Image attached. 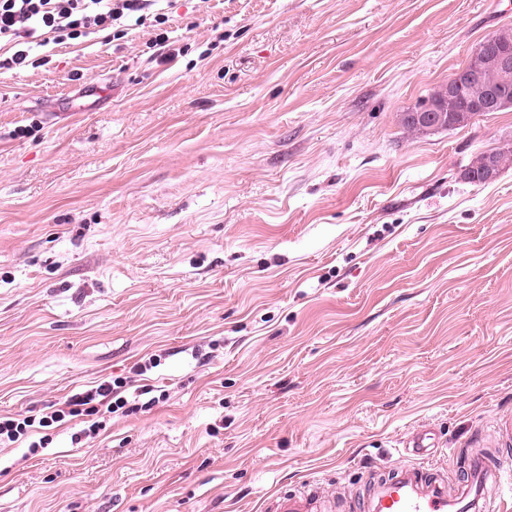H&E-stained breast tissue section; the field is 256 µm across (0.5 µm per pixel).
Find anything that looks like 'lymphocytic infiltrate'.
<instances>
[{
	"label": "lymphocytic infiltrate",
	"mask_w": 512,
	"mask_h": 512,
	"mask_svg": "<svg viewBox=\"0 0 512 512\" xmlns=\"http://www.w3.org/2000/svg\"><path fill=\"white\" fill-rule=\"evenodd\" d=\"M165 0H0V42L10 45L9 55L0 58V71H20L47 65L44 49L84 40L101 31L122 35L125 28L146 21L165 24ZM127 385L118 377L96 388L69 397L61 407L35 418H0V445L28 440L30 453L47 445L48 436H36V429L72 420L83 422L80 434L97 437L103 430V415L124 411Z\"/></svg>",
	"instance_id": "f902f5d3"
}]
</instances>
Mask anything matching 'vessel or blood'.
I'll use <instances>...</instances> for the list:
<instances>
[{
    "instance_id": "obj_1",
    "label": "vessel or blood",
    "mask_w": 512,
    "mask_h": 512,
    "mask_svg": "<svg viewBox=\"0 0 512 512\" xmlns=\"http://www.w3.org/2000/svg\"><path fill=\"white\" fill-rule=\"evenodd\" d=\"M512 498V462L471 455L466 477L456 489L432 472L404 468L380 477L368 499L346 500L345 512H499V502ZM319 494L303 490L284 494L277 512H315Z\"/></svg>"
}]
</instances>
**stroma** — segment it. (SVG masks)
Returning a JSON list of instances; mask_svg holds the SVG:
<instances>
[{"instance_id": "1", "label": "stroma", "mask_w": 512, "mask_h": 512, "mask_svg": "<svg viewBox=\"0 0 512 512\" xmlns=\"http://www.w3.org/2000/svg\"><path fill=\"white\" fill-rule=\"evenodd\" d=\"M169 15L175 62L147 25L0 74V416L147 361L165 392L94 441L0 447V512H275L308 486L342 512L405 466L512 458V163L462 176L512 110L401 124L512 0ZM479 156H484L483 161L479 163L477 168V172L481 176L482 180L480 178H476L475 171H470V169H468L470 168V164L472 163V161L466 168V170L468 169L469 171H465L464 179L468 180L471 183L477 184L493 181L497 177V174L500 170L497 152L495 150H492L489 152H484ZM470 172L473 173L474 175L471 176Z\"/></svg>"}]
</instances>
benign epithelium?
<instances>
[{"label":"benign epithelium","instance_id":"benign-epithelium-1","mask_svg":"<svg viewBox=\"0 0 512 512\" xmlns=\"http://www.w3.org/2000/svg\"><path fill=\"white\" fill-rule=\"evenodd\" d=\"M498 81L484 86L487 74ZM441 99L423 102L407 112V120L423 131L467 127L474 113L512 109V27L499 29L477 47L465 64L440 85ZM453 113L448 120L447 113ZM484 159L477 172L484 182H491L500 170L497 152L482 153Z\"/></svg>","mask_w":512,"mask_h":512}]
</instances>
